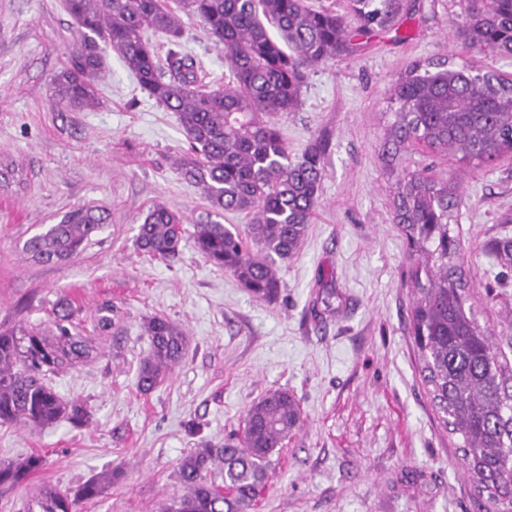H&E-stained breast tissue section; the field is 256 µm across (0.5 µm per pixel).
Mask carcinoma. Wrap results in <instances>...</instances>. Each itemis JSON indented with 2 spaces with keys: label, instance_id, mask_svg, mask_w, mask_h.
Instances as JSON below:
<instances>
[{
  "label": "carcinoma",
  "instance_id": "carcinoma-1",
  "mask_svg": "<svg viewBox=\"0 0 512 512\" xmlns=\"http://www.w3.org/2000/svg\"><path fill=\"white\" fill-rule=\"evenodd\" d=\"M64 6L80 41L54 77V105L92 106L104 54L117 52L141 89L178 114L187 148L176 169L201 187L208 203L195 224L194 247L254 298L275 300L281 288L277 264L303 243L323 175L322 144L291 155L275 117L299 108L309 69L356 52V36L399 30L408 19L404 0H350L346 17L312 9L306 0H64ZM182 13L202 21L224 52L231 81L201 87L195 59L182 46ZM455 25L479 51L512 58V0H465ZM146 30L166 37L165 56ZM434 67L415 63L396 81L381 141V158L396 173L393 223L410 250L411 333L430 402L444 427L459 437L461 460L478 493H487L484 512H512V365L469 303L467 251L450 228L458 223L462 198L454 177L403 167L415 144L483 167L512 154V78L470 65ZM229 211L251 216L246 233L223 224ZM108 219L104 209L79 206L30 238L26 249L38 258L76 257ZM184 233L183 218L156 204L139 225L135 246L166 259L178 254ZM111 313L107 302L97 308L99 331L112 329ZM73 315L71 303L62 299L52 330H0V425L87 423L81 401H64L45 383V376L97 355ZM144 333L150 352L140 363L137 385L147 392L181 362L186 337L161 316L147 320ZM299 425L294 394H266L248 408L241 436L220 448H196L183 459L178 477L184 492L163 512H250L272 455ZM44 463L35 452L19 464H0V494L23 486ZM110 482L109 472L71 491L38 490L27 500L28 512H76Z\"/></svg>",
  "mask_w": 512,
  "mask_h": 512
}]
</instances>
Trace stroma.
<instances>
[{"mask_svg":"<svg viewBox=\"0 0 512 512\" xmlns=\"http://www.w3.org/2000/svg\"><path fill=\"white\" fill-rule=\"evenodd\" d=\"M411 17L363 40L353 57L308 74L298 110L279 117L288 148L325 140L320 199L300 251L281 262L276 301L257 300L185 239L170 260L139 254L138 227L162 204L186 219L206 209L174 162L186 146L175 113L141 91L107 52L98 100L52 104V78L79 40L64 0H0V327L51 329L53 305L72 301L98 356L47 379L86 405L82 428L0 426V461L46 462L28 486L0 496L24 512L32 490L73 488L121 468L123 478L79 512H160L178 497L182 459L222 444L267 393L293 391L301 422L267 471L253 512H480L455 435L425 392L409 323V246L391 220L390 178L379 157L395 81L414 62L469 64L512 75V59L477 52L453 34L458 0H407ZM183 46L202 84L232 74L197 17L182 18ZM459 236L470 251L480 324L512 361V156L461 172ZM107 209L109 224L83 253L45 264L25 242L72 208ZM112 305L111 333H95ZM162 316L185 333L182 362L154 389L136 386L149 351L143 324Z\"/></svg>","mask_w":512,"mask_h":512,"instance_id":"obj_1","label":"stroma"}]
</instances>
